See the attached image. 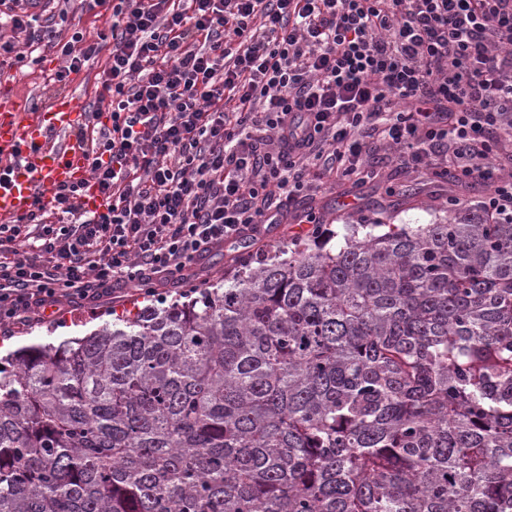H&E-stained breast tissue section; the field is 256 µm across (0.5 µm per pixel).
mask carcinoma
<instances>
[{"label": "carcinoma", "instance_id": "cac0c4a2", "mask_svg": "<svg viewBox=\"0 0 512 512\" xmlns=\"http://www.w3.org/2000/svg\"><path fill=\"white\" fill-rule=\"evenodd\" d=\"M347 229L0 358V512H512V220Z\"/></svg>", "mask_w": 512, "mask_h": 512}]
</instances>
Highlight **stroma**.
I'll return each mask as SVG.
<instances>
[{
  "label": "stroma",
  "instance_id": "obj_1",
  "mask_svg": "<svg viewBox=\"0 0 512 512\" xmlns=\"http://www.w3.org/2000/svg\"><path fill=\"white\" fill-rule=\"evenodd\" d=\"M35 64L20 65L4 62L0 65V99L28 107L45 105L59 95L62 88L51 84V75L62 61L52 48L44 47ZM368 163L375 177L361 181H345L333 191L315 200L299 202L295 210L314 211L322 220L324 231L333 234L334 245H341L350 224H407L413 227L431 224L445 215L449 197L462 202L482 200L490 191L487 183L476 182L458 187L447 180L424 176L397 166L382 153L370 156ZM300 225L288 223L272 226L258 241L243 245H228L212 252L191 277L187 286L170 284L155 287L154 291L130 285L116 289L95 303L65 299L45 316L29 326L10 331L0 327V347L16 349L27 344L58 343L71 336H83L96 329L113 315L125 313L133 305L169 303L182 295L185 287L209 288L224 274L234 271L244 261H259L277 249L305 240Z\"/></svg>",
  "mask_w": 512,
  "mask_h": 512
}]
</instances>
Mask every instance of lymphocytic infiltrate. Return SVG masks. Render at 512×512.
<instances>
[{
    "label": "lymphocytic infiltrate",
    "mask_w": 512,
    "mask_h": 512,
    "mask_svg": "<svg viewBox=\"0 0 512 512\" xmlns=\"http://www.w3.org/2000/svg\"><path fill=\"white\" fill-rule=\"evenodd\" d=\"M59 2L42 17L0 0V56L57 47L62 83L108 52L107 111L74 135L112 205L84 211L61 187L0 224L1 324L184 279L368 176L384 145L404 168L487 182L484 209L512 217V0H83L105 24L67 41Z\"/></svg>",
    "instance_id": "f902f5d3"
}]
</instances>
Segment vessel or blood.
<instances>
[{
    "label": "vessel or blood",
    "instance_id": "1",
    "mask_svg": "<svg viewBox=\"0 0 512 512\" xmlns=\"http://www.w3.org/2000/svg\"><path fill=\"white\" fill-rule=\"evenodd\" d=\"M83 115L84 103L73 94L29 109L0 103V158L17 159L10 179L0 185L1 222L29 214L47 204L56 189L79 182L85 185L82 207L107 211L110 201L91 182L84 149L70 137Z\"/></svg>",
    "mask_w": 512,
    "mask_h": 512
}]
</instances>
